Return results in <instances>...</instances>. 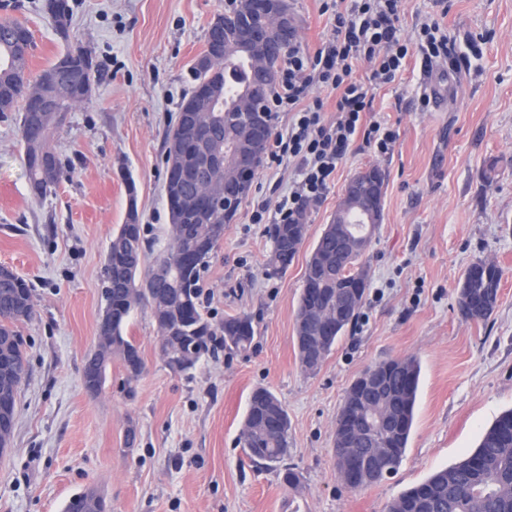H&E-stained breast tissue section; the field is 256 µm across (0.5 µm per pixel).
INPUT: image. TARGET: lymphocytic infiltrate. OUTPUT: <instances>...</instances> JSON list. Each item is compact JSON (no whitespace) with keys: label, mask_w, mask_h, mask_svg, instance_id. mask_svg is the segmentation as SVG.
I'll use <instances>...</instances> for the list:
<instances>
[{"label":"lymphocytic infiltrate","mask_w":512,"mask_h":512,"mask_svg":"<svg viewBox=\"0 0 512 512\" xmlns=\"http://www.w3.org/2000/svg\"><path fill=\"white\" fill-rule=\"evenodd\" d=\"M402 0H346L334 15V35L314 55L292 53L281 71L274 96V114H286L288 124L271 138L267 169L295 163L297 177L276 204L254 206L255 224L291 222L302 205L317 200L355 144L375 154L391 151L397 130L384 118L371 115V87L387 85L403 72L410 59L423 64L447 59L450 68L468 63L456 53L448 32L436 21L423 22L415 39L404 38L400 26ZM368 65L366 77L356 75ZM335 91L334 118H325L318 89Z\"/></svg>","instance_id":"lymphocytic-infiltrate-1"}]
</instances>
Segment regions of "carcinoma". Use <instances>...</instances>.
Masks as SVG:
<instances>
[{"instance_id":"1","label":"carcinoma","mask_w":512,"mask_h":512,"mask_svg":"<svg viewBox=\"0 0 512 512\" xmlns=\"http://www.w3.org/2000/svg\"><path fill=\"white\" fill-rule=\"evenodd\" d=\"M247 0H238L235 15L225 18L224 62L212 73L195 70L196 80L218 84L228 97L219 101L214 111L206 114L210 123L219 130V144L231 152L244 135L241 108L235 103L240 92L265 88L255 87L258 72L257 55L238 47L236 28L242 11L248 9ZM43 11L48 14L63 38L69 37V9L63 5L56 9L52 0H44ZM19 22H0V115L16 110L21 112V139L24 159L29 174L31 191L44 196L52 189L34 163L35 155L55 154L51 134L57 125L48 122L35 131L28 130L25 90L31 84L28 51L14 47L11 32ZM69 68L74 82L84 87V95L91 97L94 72L87 63L85 50L68 51L38 75L42 81L50 80L61 68ZM191 99L180 107L177 122L166 135L167 156L179 151V138L184 134L189 120ZM194 183L182 182L175 176L165 180L169 224L167 247L158 252L145 238L143 225L127 232L122 224L112 234L103 270H112V286L101 289L105 302L104 312L112 314L110 338L97 344L100 355L117 357L127 363L126 355L139 352L138 345L125 336L126 325L132 313L142 305L149 306L155 323L172 332L157 337L159 357L171 368L179 366V372L188 373L206 355L218 350L244 351L254 339L252 319L245 313L228 315L218 325L212 324L202 312L203 290L200 272L204 269L224 240V229L235 212L215 210L206 224L194 222L183 213L177 201L192 195ZM360 203L346 196L336 208L318 240L314 243L306 262L304 282L307 287L300 294L296 321L307 326L308 314L316 311L327 318L336 310V299L357 291L358 309L339 322H329L331 335L322 337L317 345L328 357L333 346L350 327L357 323L363 306L366 288H357V276L368 274L365 255L354 252L339 264L323 262L336 254V218L346 224L366 226ZM307 207H302L292 224H274L270 228L273 242L266 263L267 272L278 274L288 268L303 245L306 234H297V226L307 227ZM164 261L173 268L171 276L160 282L155 295L135 291L141 278L150 275L154 264ZM503 269L495 263L486 264L479 259L466 270L458 287V306L466 320H484L494 311ZM483 299L486 308L476 314L466 313L467 300ZM34 309L32 285L15 271L0 267V400H8L11 414H16L17 396L26 375V340L19 324L28 320ZM375 370L383 381V387L372 400L370 407L362 404L365 398V374ZM420 364L413 357L382 361L364 370L350 385L344 403L336 417L334 441L347 436L352 428V418L357 411L368 409L385 415L395 413L399 424L395 428H383L376 446L384 449L382 466L397 469L407 448L414 418ZM288 413L277 395L267 387H258L249 396L246 414L242 421L239 443L250 460L265 467L275 466L282 482L294 492L302 487L300 475L284 465L288 457ZM64 512H105L101 502L89 504L86 492L73 496L65 505ZM387 512H512V410L502 413L482 434L477 447L466 458L453 466L434 472L422 483L405 490L387 506Z\"/></svg>"}]
</instances>
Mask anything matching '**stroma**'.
Instances as JSON below:
<instances>
[{
	"mask_svg": "<svg viewBox=\"0 0 512 512\" xmlns=\"http://www.w3.org/2000/svg\"><path fill=\"white\" fill-rule=\"evenodd\" d=\"M325 2L292 0L300 52L314 53L332 36ZM42 4L0 0V20L20 21L32 36L31 73L78 47L92 54L97 73L91 99L70 108L53 134L61 172L46 195L30 190L19 113L0 118V265L34 293L33 314L20 326L28 373L11 447L0 455V512H63L91 486L112 512H385L402 491L463 459L512 409V0H404L405 38L429 16L458 47L476 42L479 58L455 71L414 58L393 83L371 89L372 112L398 131L394 147L382 156L350 150L324 195L309 202L305 241L277 275L265 272L267 227L250 216L287 190L294 169L258 171L202 274L205 316L217 323L249 315L250 348L175 373L157 354L156 325L143 306L125 330L143 374L128 380L112 360L96 394L81 372L97 344L104 256L132 206L155 248L168 242L165 135L227 0H68L67 41ZM372 166L385 174V195L366 253L370 291L355 328L308 374L294 341L306 261L350 179ZM479 259L504 276L494 313L466 320L457 285ZM405 356L419 360L421 377L402 461L377 484L346 488L334 451L346 391L366 367ZM258 386L272 389L288 413L287 463L301 475V492L250 461L237 441ZM130 428L138 435L131 448Z\"/></svg>",
	"mask_w": 512,
	"mask_h": 512,
	"instance_id": "1",
	"label": "stroma"
}]
</instances>
